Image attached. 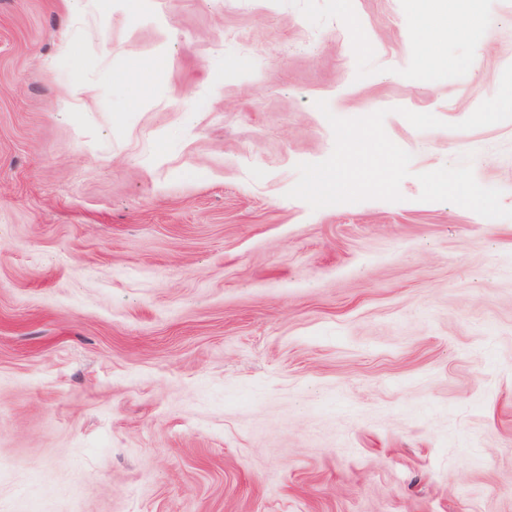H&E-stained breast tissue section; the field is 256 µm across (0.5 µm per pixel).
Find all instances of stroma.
I'll list each match as a JSON object with an SVG mask.
<instances>
[{"mask_svg": "<svg viewBox=\"0 0 512 512\" xmlns=\"http://www.w3.org/2000/svg\"><path fill=\"white\" fill-rule=\"evenodd\" d=\"M414 2L0 0V512H512V218L416 178L512 208V120L456 128L512 0L424 54ZM320 100L401 201L289 197Z\"/></svg>", "mask_w": 512, "mask_h": 512, "instance_id": "35a3bbf8", "label": "stroma"}]
</instances>
